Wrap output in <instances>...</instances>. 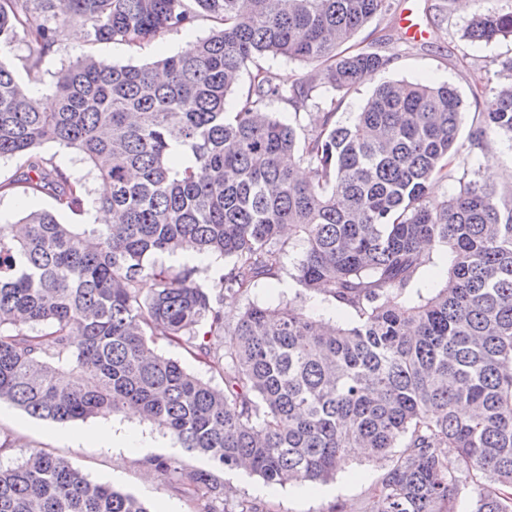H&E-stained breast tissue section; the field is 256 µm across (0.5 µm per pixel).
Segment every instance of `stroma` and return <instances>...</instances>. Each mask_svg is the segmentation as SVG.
<instances>
[{
  "mask_svg": "<svg viewBox=\"0 0 512 512\" xmlns=\"http://www.w3.org/2000/svg\"><path fill=\"white\" fill-rule=\"evenodd\" d=\"M391 7L371 20L356 36L359 48L391 57L389 67L360 83L345 96L336 110V118L351 120L375 88L386 81H428L454 86L465 100H472L477 90L491 91L500 82L494 58L512 55V41L490 45L473 44L463 37L472 11L484 7V0H471L469 9L450 6L448 0H390ZM412 14L426 36L409 38L400 24L405 14ZM214 23L201 18L188 30L167 32L160 37L131 45L120 41H94L88 26L73 22L65 26L56 45L45 54L33 49L30 36L19 33L9 50V58L18 81L51 99L58 72L81 55L95 56L113 65L141 66L179 54L186 42L206 37ZM314 100L301 110L280 101L272 102L270 112L294 127L310 133L316 113L326 111L335 92L321 85ZM48 167L65 172L71 181L82 184L84 206L72 211L61 206L54 193L26 194L17 188L0 195V224L16 223L32 210L51 211L60 223L85 224L96 209L101 179L76 151L47 143L37 151ZM470 166L481 182L502 188L512 182V141L494 139L485 150H478L469 162L454 161V168ZM301 241L293 239L281 247V259L274 278L256 280L247 290L224 294V321L234 326L250 306L279 308L294 303L319 320L351 324L354 312L332 297L304 289L295 278V266L302 253ZM447 255H426L413 280L402 292L406 304L414 305L433 296L446 282ZM8 452L0 464L13 465L31 450L43 449L67 461L89 480L136 495L152 512H196L197 494L151 475L147 461L153 457L175 456L186 470L208 468L206 458L189 453L174 443L164 430L141 421L129 410L107 416L91 417L67 423L41 420L9 404L0 405V443ZM383 474L381 463L369 460L362 450H355L349 464L327 481L304 486L271 489L257 476L237 470L219 473L222 497L233 512L256 506L260 512H372V492Z\"/></svg>",
  "mask_w": 512,
  "mask_h": 512,
  "instance_id": "35a3bbf8",
  "label": "stroma"
}]
</instances>
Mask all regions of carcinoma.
<instances>
[{
  "mask_svg": "<svg viewBox=\"0 0 512 512\" xmlns=\"http://www.w3.org/2000/svg\"><path fill=\"white\" fill-rule=\"evenodd\" d=\"M388 0H0V159L28 156L21 180L54 187L71 210L81 188L45 166L54 142L78 152L111 186L98 201L111 223L90 231L28 212L25 230L0 224V402L69 422L127 406L218 470L247 468L270 488L323 482L355 448L384 464L373 512H512V185L462 175L450 197H429L453 160L512 138V57L505 82L477 113L456 88L380 85L347 123L336 101L296 129L268 111L306 106L326 84L347 94L392 58L341 54ZM209 17L220 24L182 54L150 66L83 56L59 73L55 108L42 110L4 52L18 30L39 53L80 21L96 41L149 42ZM472 43L512 39V11L473 13ZM281 55L314 71L291 86L257 69L224 112L241 70ZM305 164L308 177L297 169ZM305 243L296 279L352 308L339 326L288 304L253 305L226 329L224 291L243 290L279 265L285 226ZM450 256L447 280L417 305L400 300L424 252ZM234 259L217 282L197 267L173 271L161 254ZM154 281L147 296L140 283ZM165 336L210 361L205 336L224 339V388L155 351ZM455 448L461 468L441 449ZM150 468L198 492V512H219L214 472L177 458ZM0 512H151L136 497L93 482L34 450L0 465Z\"/></svg>",
  "mask_w": 512,
  "mask_h": 512,
  "instance_id": "cac0c4a2",
  "label": "carcinoma"
}]
</instances>
